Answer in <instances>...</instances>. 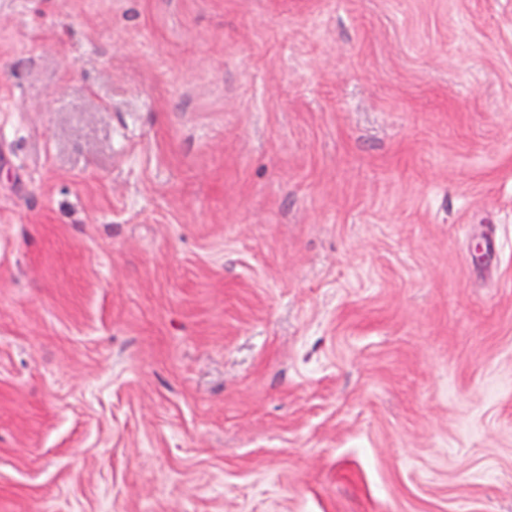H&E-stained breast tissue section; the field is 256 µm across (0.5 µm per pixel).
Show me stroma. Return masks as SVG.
Here are the masks:
<instances>
[{
  "instance_id": "obj_1",
  "label": "stroma",
  "mask_w": 512,
  "mask_h": 512,
  "mask_svg": "<svg viewBox=\"0 0 512 512\" xmlns=\"http://www.w3.org/2000/svg\"><path fill=\"white\" fill-rule=\"evenodd\" d=\"M0 512H512V0H0Z\"/></svg>"
}]
</instances>
